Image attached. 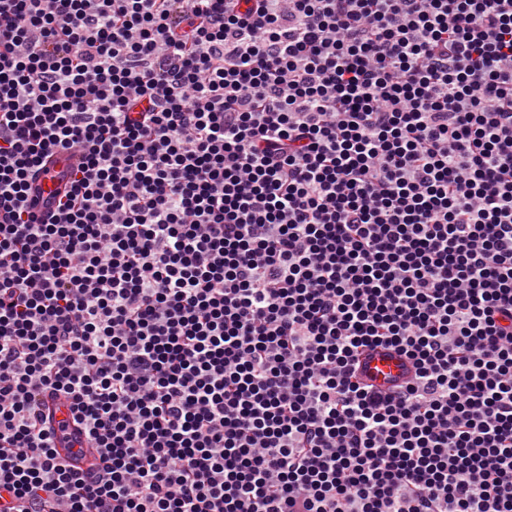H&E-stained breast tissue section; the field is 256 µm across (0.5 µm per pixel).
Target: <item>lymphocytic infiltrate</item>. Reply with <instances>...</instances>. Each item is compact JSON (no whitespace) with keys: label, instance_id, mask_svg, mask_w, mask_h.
<instances>
[{"label":"lymphocytic infiltrate","instance_id":"f902f5d3","mask_svg":"<svg viewBox=\"0 0 512 512\" xmlns=\"http://www.w3.org/2000/svg\"><path fill=\"white\" fill-rule=\"evenodd\" d=\"M0 512H512V0H0ZM81 162L79 152L68 150L53 153L31 183L32 197L39 211L47 216L56 210L69 170ZM362 376L382 388H391L410 378L412 370L407 358L391 349L366 351L361 357Z\"/></svg>","mask_w":512,"mask_h":512}]
</instances>
